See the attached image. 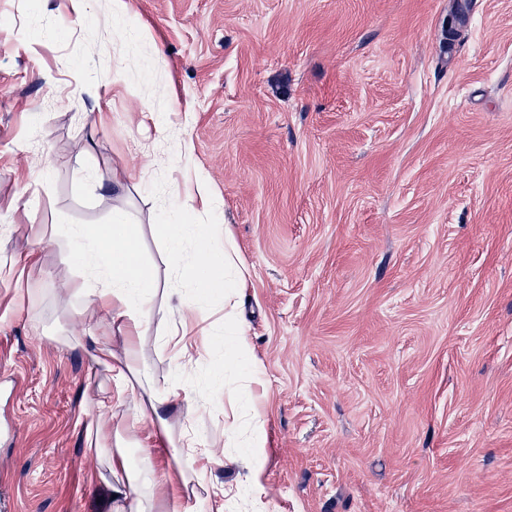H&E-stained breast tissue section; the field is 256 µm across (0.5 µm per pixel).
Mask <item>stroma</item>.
I'll return each mask as SVG.
<instances>
[{
  "label": "stroma",
  "instance_id": "obj_1",
  "mask_svg": "<svg viewBox=\"0 0 512 512\" xmlns=\"http://www.w3.org/2000/svg\"><path fill=\"white\" fill-rule=\"evenodd\" d=\"M466 20L456 38L448 18ZM167 123L137 124L145 108ZM132 173L133 248L158 288L178 253L152 230L203 182L252 280L249 351L179 352L156 300L147 371L174 438L215 463L195 512H512V0H0V495L13 512H107L112 474L85 426L109 383L112 323L68 288L55 224L110 223ZM32 199L28 210L17 197ZM266 420L261 492L241 409ZM133 401L106 412L133 466Z\"/></svg>",
  "mask_w": 512,
  "mask_h": 512
}]
</instances>
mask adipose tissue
<instances>
[{
	"label": "adipose tissue",
	"mask_w": 512,
	"mask_h": 512,
	"mask_svg": "<svg viewBox=\"0 0 512 512\" xmlns=\"http://www.w3.org/2000/svg\"><path fill=\"white\" fill-rule=\"evenodd\" d=\"M124 195H116L113 209L115 216L111 223L90 229L81 225H56L52 228L54 237L62 239L69 247L71 258L79 266L89 262L101 263L106 271L105 284L100 288L89 287L86 281L76 283V294L87 298L89 304L104 311L112 322V335L122 346L121 352H114L110 345L98 349V358L111 363L114 372L113 389L105 391L98 405L110 407L113 401L124 400L132 390L134 381L140 380L143 370L140 356L145 346L147 315L152 309L157 290L152 276L139 266L129 244L136 237L137 230L125 220ZM215 198L205 187H198L197 195L188 203L186 211L176 213L173 223L158 225L159 234L166 239L170 250H179L186 239L219 237L224 228L219 224L209 227L194 223L190 215L195 210H212ZM115 241L112 250L104 249L106 241ZM179 280H193L202 288L204 297H216L224 302V364L237 366L239 356L249 349L246 331L237 319V300L250 281V268L243 256L232 246L210 254L208 265L196 263L176 269ZM190 392L182 391L173 384H148L140 401L143 417L150 421L148 437L156 445H170L169 423L163 415L166 406L181 399H190ZM107 461L113 476L108 499L109 512H193L190 504L194 496L189 490L183 473H169L166 481L168 490L164 502H157L154 495L143 493L139 479L128 467L123 448L108 452Z\"/></svg>",
	"instance_id": "1"
}]
</instances>
